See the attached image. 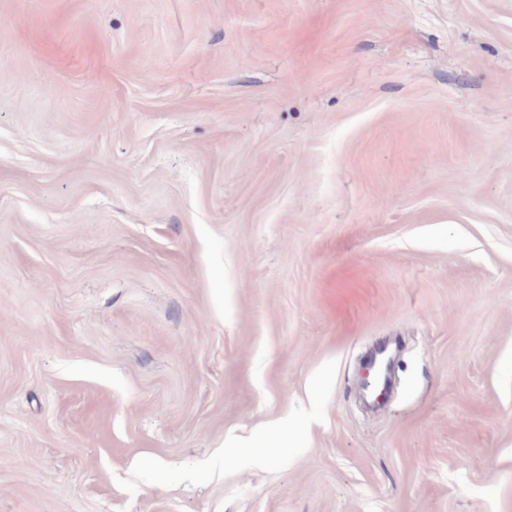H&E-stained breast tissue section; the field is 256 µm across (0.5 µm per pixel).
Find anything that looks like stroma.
Masks as SVG:
<instances>
[{"mask_svg": "<svg viewBox=\"0 0 512 512\" xmlns=\"http://www.w3.org/2000/svg\"><path fill=\"white\" fill-rule=\"evenodd\" d=\"M0 512H512V0H0Z\"/></svg>", "mask_w": 512, "mask_h": 512, "instance_id": "1", "label": "stroma"}]
</instances>
